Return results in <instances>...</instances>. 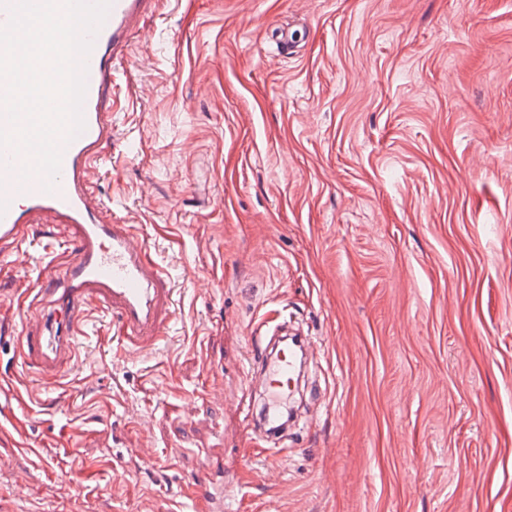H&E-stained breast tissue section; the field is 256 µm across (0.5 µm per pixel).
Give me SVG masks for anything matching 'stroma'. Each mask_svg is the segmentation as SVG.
Segmentation results:
<instances>
[{"mask_svg": "<svg viewBox=\"0 0 512 512\" xmlns=\"http://www.w3.org/2000/svg\"><path fill=\"white\" fill-rule=\"evenodd\" d=\"M112 83L97 190L177 319L126 362L91 315L41 388L13 296L52 239L0 270V512H189L214 448L240 512H512V0H166ZM270 314L317 346L273 456Z\"/></svg>", "mask_w": 512, "mask_h": 512, "instance_id": "obj_1", "label": "stroma"}]
</instances>
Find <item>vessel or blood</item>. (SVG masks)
Here are the masks:
<instances>
[{"mask_svg": "<svg viewBox=\"0 0 512 512\" xmlns=\"http://www.w3.org/2000/svg\"><path fill=\"white\" fill-rule=\"evenodd\" d=\"M159 3L111 0L87 59L85 129L64 146L53 191H44L37 177L20 181L17 156L0 150V261L27 264L28 247L43 216L54 219L51 233L71 240L62 275L43 288L22 289L19 356L37 384L46 387L78 368V346L91 310L111 314L131 357L152 351L174 316L175 288L163 266L133 225L113 218L111 207L96 194L93 178L112 137L113 68L144 35V21ZM311 352L306 343L273 352L262 348L260 338L252 339L249 360L262 365L266 409L291 395L301 358ZM192 494L195 512H224L223 452L207 455Z\"/></svg>", "mask_w": 512, "mask_h": 512, "instance_id": "b4317fda", "label": "vessel or blood"}]
</instances>
